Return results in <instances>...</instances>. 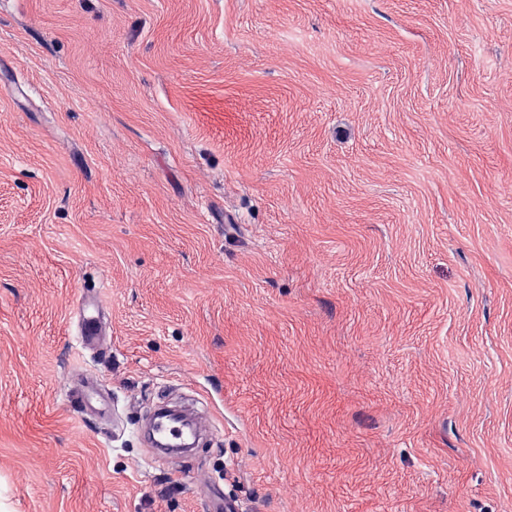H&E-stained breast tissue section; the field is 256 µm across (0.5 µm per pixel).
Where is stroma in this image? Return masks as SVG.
<instances>
[{
    "instance_id": "35a3bbf8",
    "label": "stroma",
    "mask_w": 512,
    "mask_h": 512,
    "mask_svg": "<svg viewBox=\"0 0 512 512\" xmlns=\"http://www.w3.org/2000/svg\"><path fill=\"white\" fill-rule=\"evenodd\" d=\"M0 486L512 512V0H0ZM154 435L156 436L155 442L158 446L160 443L167 444V437L171 440L179 439L181 435V421L175 415L156 414L154 416Z\"/></svg>"
}]
</instances>
